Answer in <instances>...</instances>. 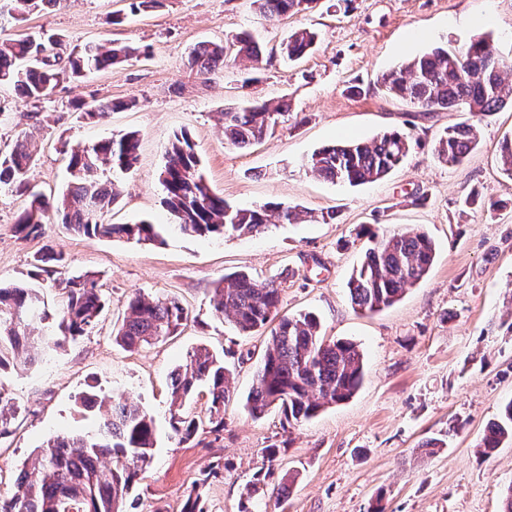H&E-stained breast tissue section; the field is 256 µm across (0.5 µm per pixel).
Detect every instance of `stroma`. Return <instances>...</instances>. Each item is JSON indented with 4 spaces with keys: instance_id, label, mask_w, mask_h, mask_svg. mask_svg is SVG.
<instances>
[{
    "instance_id": "obj_1",
    "label": "stroma",
    "mask_w": 512,
    "mask_h": 512,
    "mask_svg": "<svg viewBox=\"0 0 512 512\" xmlns=\"http://www.w3.org/2000/svg\"><path fill=\"white\" fill-rule=\"evenodd\" d=\"M119 12L124 22L111 24ZM297 28L316 30L320 39L291 62L278 48ZM243 30L265 51L258 82L243 84L242 62L210 75L188 66L198 43H219ZM44 32L70 45L116 40L145 53L61 82L37 103L1 86L0 153L30 140L34 160L26 181L53 197L70 180L72 151L138 132V160L119 175L123 193L105 221L147 220L159 225L161 239L89 238L54 214L27 236L16 222L28 197L0 192V285H35L62 306L53 274L33 278L38 257L53 251L66 256L69 274L94 276L106 302L87 335L46 362L0 373V392L16 410L0 434V493L11 492L44 439L94 429L96 413L77 403L91 389L107 403L134 399L159 428L153 461L133 487L128 512H183L193 494L206 512H240L256 475L274 486L288 473L295 476L288 498H255L252 512H367L378 498L386 512H500L512 485V442L488 456L481 440L512 400V178L500 158L501 143L512 140V105L482 121L477 147L451 167L435 147L467 113L419 111L387 95L379 80L406 58L478 37L491 38L512 63V0H353L346 12L320 0L311 11L274 23L259 16L253 0H164L138 15L130 14L128 0H55L20 21L0 17V40ZM354 84L363 95L350 93ZM281 98L290 117L264 143L225 145V109ZM91 99L134 106L91 122L73 108ZM389 130L406 134L411 149L379 181L336 184L305 166L326 144ZM180 131L191 138L209 187L229 205L280 202L335 212V223L301 221L220 239L180 232L159 182ZM470 196L475 204H467ZM409 230L436 244L428 275L388 308L355 311L347 282L373 236ZM235 271L278 278L280 313L315 312L326 339L359 346L365 379L349 400L289 427L275 410L251 416L246 396L270 331L245 336L215 315L212 291ZM139 294L178 299L188 319L174 336L128 350L113 337L129 299ZM198 347L223 358L235 394L224 407L223 430L180 444L169 436V375ZM432 437L445 438L444 448L421 454L420 444ZM272 444L280 452L270 462L263 450Z\"/></svg>"
}]
</instances>
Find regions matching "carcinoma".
I'll list each match as a JSON object with an SVG mask.
<instances>
[{
  "instance_id": "cac0c4a2",
  "label": "carcinoma",
  "mask_w": 512,
  "mask_h": 512,
  "mask_svg": "<svg viewBox=\"0 0 512 512\" xmlns=\"http://www.w3.org/2000/svg\"><path fill=\"white\" fill-rule=\"evenodd\" d=\"M14 14L41 10L55 0H10ZM318 0H254L266 21L311 9ZM318 34L297 29L281 45L290 60L302 57L317 42ZM135 50L112 43L87 44L66 51L62 39L45 34L38 39H11L0 44V85L14 88L31 102L46 99L64 80H77L91 70L110 69L128 61ZM261 49L248 32L231 41L204 43L191 54V65L208 75L224 63L247 58L259 61ZM512 66L504 62L492 42L478 38L465 48L432 51L411 57L383 74L380 87L423 112H467L471 119L448 126L437 146L439 160L461 164L477 146L478 123L512 101ZM133 101L94 100L78 105L80 117L102 119L110 112L129 109ZM288 114L285 101H254L224 111V143L239 149L265 140L278 119ZM138 134L88 146L70 156L72 185L49 199L30 189L25 176L33 154L29 144L18 143L0 155V190L26 193L28 207L17 222L19 231L37 233L49 213L62 216L64 224L90 238H119L156 242L160 232L146 221L137 224H105L103 217L121 194L120 183L107 172L131 170L137 161ZM411 143L400 132H384L371 139H342L314 151L308 169L333 182L353 186L384 178L408 155ZM164 205L185 234L242 236L263 232L271 225L300 219L301 212L281 203L256 208H234L211 194L200 167V158L185 134L175 135L161 172ZM435 244L425 234L407 231L375 242L348 282L352 305L375 312L393 305L405 291L420 283L435 258ZM65 303L54 308L43 294L26 287H0V371L33 365L67 341L91 330L105 307L96 283L86 274L68 278ZM215 313L230 319L239 332L249 334L271 326L266 349L256 366L247 405L253 417L276 406L283 423L293 425L321 410L349 399L364 379L363 354L347 340H327L319 317L312 312L279 314L280 288L274 279L246 273L224 276L212 292ZM39 312L37 320L26 318ZM187 318L174 298L133 297L115 341L138 349L173 335ZM41 326L34 334L33 324ZM207 390L209 424L217 432L224 426V405L234 390L224 361L205 347L193 350L171 377L169 426L178 443L195 439L202 421L183 412L193 390ZM512 440V400L491 422L482 441L484 453ZM157 443L154 417L126 400L112 403L100 413L97 427L85 434H57L37 449L35 481L21 470L14 490L0 499V512H127L126 503L139 474L151 463Z\"/></svg>"
}]
</instances>
